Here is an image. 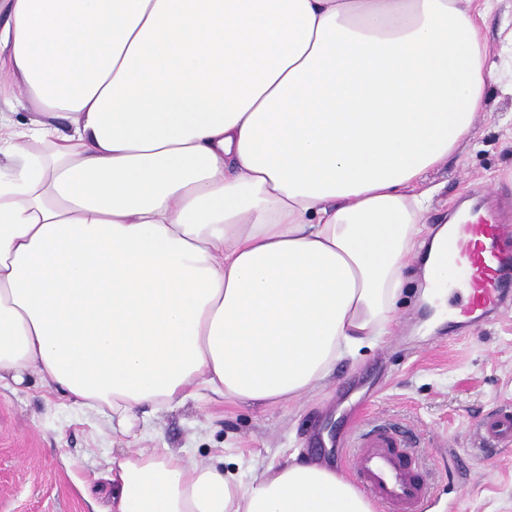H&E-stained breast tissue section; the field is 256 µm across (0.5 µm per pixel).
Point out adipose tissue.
<instances>
[{"label":"adipose tissue","mask_w":512,"mask_h":512,"mask_svg":"<svg viewBox=\"0 0 512 512\" xmlns=\"http://www.w3.org/2000/svg\"><path fill=\"white\" fill-rule=\"evenodd\" d=\"M0 382L131 436L208 390L284 405L396 320L491 69L463 0H0ZM113 512H374L296 461L113 458Z\"/></svg>","instance_id":"1"}]
</instances>
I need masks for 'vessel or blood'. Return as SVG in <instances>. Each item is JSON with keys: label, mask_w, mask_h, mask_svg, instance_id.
Segmentation results:
<instances>
[{"label": "vessel or blood", "mask_w": 512, "mask_h": 512, "mask_svg": "<svg viewBox=\"0 0 512 512\" xmlns=\"http://www.w3.org/2000/svg\"><path fill=\"white\" fill-rule=\"evenodd\" d=\"M450 259H462L467 296L458 310L471 326L512 306V289L503 287L512 271V225L481 217L463 224L448 239ZM481 443L512 445V407L489 414L478 426ZM339 471L352 480L383 512H428L432 483L423 472L417 444L393 426L351 421L340 441Z\"/></svg>", "instance_id": "1"}]
</instances>
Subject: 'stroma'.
<instances>
[{
	"instance_id": "stroma-1",
	"label": "stroma",
	"mask_w": 512,
	"mask_h": 512,
	"mask_svg": "<svg viewBox=\"0 0 512 512\" xmlns=\"http://www.w3.org/2000/svg\"><path fill=\"white\" fill-rule=\"evenodd\" d=\"M482 37L494 65L471 134L427 172L432 204L423 233L461 210L497 207L512 224V0H478ZM424 255L407 270V288L389 334L358 358L337 363L318 387L288 405L228 403L204 390L193 399L145 408L134 439H113L105 414L72 405L64 391L0 388V512H111L112 457L164 448L200 465L223 460L243 477L289 458L336 456L351 419L394 424L419 439L435 486L429 512H512V447H474V429L512 405V309L448 338V316L466 285L443 304L422 297Z\"/></svg>"
}]
</instances>
